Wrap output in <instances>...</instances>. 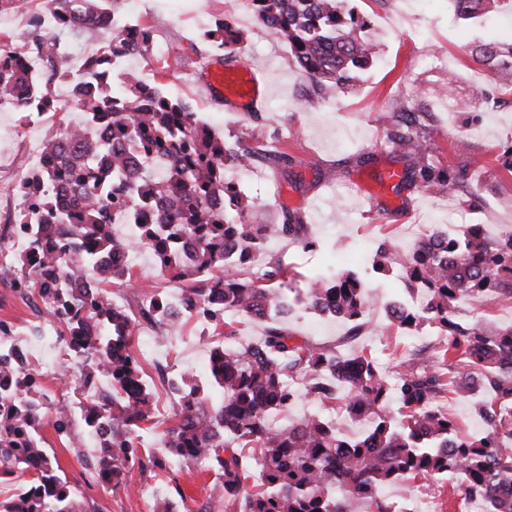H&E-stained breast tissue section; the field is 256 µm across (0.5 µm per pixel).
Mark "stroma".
I'll use <instances>...</instances> for the list:
<instances>
[{
  "label": "stroma",
  "instance_id": "obj_1",
  "mask_svg": "<svg viewBox=\"0 0 512 512\" xmlns=\"http://www.w3.org/2000/svg\"><path fill=\"white\" fill-rule=\"evenodd\" d=\"M45 2L24 0L19 7L1 12L0 39H10L17 48L26 45L30 18L44 13ZM345 5L369 17L367 33L377 46V57L357 74L352 86L336 90L326 100L308 82L287 45L262 33L252 12L243 10L238 0H142L133 19L152 28L154 49L150 55L127 58L125 65L128 72L185 103L195 118L209 122L227 143L253 135L290 156L286 166L262 162L239 177L226 171V179L235 180L250 202L244 222L276 224L283 211L299 214L316 247L307 249L277 237L268 249L270 256L281 258L291 269L295 294H302L316 272L352 269L366 280L372 305L368 327L355 337L349 336L343 322L312 333L309 324L316 313L298 306L288 318L295 336L337 347L345 355L371 352L389 376L414 366L434 369L442 342L437 330L427 326L409 335L389 321L387 303L405 295L399 270L382 276L372 271L370 263L351 265L336 247L362 245L372 254L383 240L409 241L418 229L434 224L512 225V171L505 168L512 158L507 154L512 147V103L504 101L489 70L470 55L471 43L511 34L512 16L478 26L454 18L448 0H346ZM225 14L240 35L239 58L264 67L271 85L259 127L226 111L224 100L210 99L201 86L207 74L226 66L228 49H216L203 37L215 18ZM183 55L197 63L192 74H184L177 62ZM475 83L484 86L489 103L473 99ZM51 88L57 111L31 121L21 119L11 106L0 105L1 182L19 185L28 172L22 159L31 146L56 135L62 122L80 119L68 83L59 78ZM396 99L427 113L428 140L436 160L446 168H465L466 186L451 184L440 190L416 186L395 192L379 185L380 172L409 166L408 159L383 148L381 117ZM464 127L471 128L473 135L461 150L457 132ZM357 153L367 156L366 164L351 163ZM133 273L132 284H106L107 293L123 294L132 304L148 279L169 282L146 250L138 252ZM458 311L490 332L512 325V297L506 295L490 299L486 310L462 303ZM217 342L216 336L200 335L197 325L188 322L173 343L163 344L159 355L142 359L141 364L152 377L161 364L173 375L189 374ZM482 398L479 390L462 397L448 394L440 399L439 408L461 432L478 435L487 428L475 409ZM42 435L62 475L77 486L82 512H152L156 502L169 495L166 478L150 473L132 472L126 484L116 488L89 479L83 449L60 441L51 425H44ZM381 494L396 502L410 495L421 512H456L444 480H422L409 491L388 485Z\"/></svg>",
  "mask_w": 512,
  "mask_h": 512
}]
</instances>
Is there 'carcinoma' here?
<instances>
[{
	"label": "carcinoma",
	"mask_w": 512,
	"mask_h": 512,
	"mask_svg": "<svg viewBox=\"0 0 512 512\" xmlns=\"http://www.w3.org/2000/svg\"><path fill=\"white\" fill-rule=\"evenodd\" d=\"M345 0H251L256 21L288 45L316 86L330 92L355 79L373 57V45L362 35L368 21L344 11ZM455 14L464 20H481L494 13L512 14V0H450ZM57 28L98 42L97 26L113 21L112 0H47ZM206 37L219 47L238 44L232 25L218 18ZM35 35L37 54L55 64L58 49ZM125 52L119 36L83 58V71H69L71 100L81 112L94 113L100 125L98 139L64 130L51 137L43 152L56 161L52 167L33 171L19 184L26 200L38 211L26 208L19 223L35 225L31 240L34 252L46 242H60L58 254L32 267L27 255L16 256L17 278L22 288H33L46 310L59 318L58 336L81 339L95 364L112 365V397L106 411L112 418L110 449L98 455L90 472L108 485L120 486L133 470L172 473L175 463L203 458L219 469L212 487L224 501V512H351V502L366 505L367 512H397L394 503L381 495L384 486L412 480L448 477L461 506L475 497L494 503L496 512H512V327L492 333L462 319L456 305L464 295H512V235L487 239L480 224L471 225L463 237L418 243L401 254L393 244L382 243L372 266L387 273L396 264L410 289L427 295L425 312L401 307L388 310L392 323L408 333L424 325L437 327L446 344L438 352L448 374L426 366L408 369L389 382L373 358L365 353L343 356L332 348L298 339L285 323L291 311L288 270L282 261L265 262L264 281L250 276L252 262L241 255L236 263L225 261L228 249L270 236L316 246L305 224L287 212L280 224H235L217 197L242 213L246 198L224 179L227 164L261 161L288 163V153L258 150L257 146L234 148L214 130L193 119L187 106L156 91L148 96L143 82L131 74L121 76L119 96L112 90V67ZM25 52L0 41V102L26 113L32 101L40 111L55 109L51 81H31L15 58ZM473 60L500 70L502 94H512V43L487 41L472 50ZM386 140L392 151L411 158L408 170L395 186L421 181L427 188L444 187L461 180L464 172L435 164L427 151V131L421 116L399 107L386 116ZM162 151L178 157L164 180L182 185L188 198L177 201L180 220L162 232L152 224L137 225L131 239L116 235L105 219L106 206L128 207L144 213L147 202L164 186L155 178L152 154ZM193 237L201 243L192 265L177 261L178 243ZM146 248L164 272L182 283L188 299L209 315L214 334L228 340L236 336L227 314L272 320L261 338L234 348L216 345L210 350L212 369L208 381L176 379L181 392L172 424L164 430L165 451L141 453L139 430L156 427L152 421L153 393L144 384V370L134 354L133 338L152 314L139 315L111 307L103 285L133 279L132 265L123 260L128 251ZM102 255L112 261L86 278L82 267ZM74 267L73 290L54 285V265ZM366 285L352 272L317 275L309 281L306 305L318 312L333 310L354 327L362 325L369 307ZM224 309L209 310L214 296ZM112 328V344L97 342L88 334V319ZM482 369L486 393L480 413L488 421L480 435H464L434 403L445 393L470 391L471 368ZM346 385L343 407L350 419L367 424L356 439L341 426L332 427L319 415L305 416L273 430L269 414L286 412L298 393L332 404L336 383ZM302 391H297V386ZM223 395L213 408L204 403L208 391ZM398 404V416L384 411L390 401ZM26 420L0 424V465L16 469L21 456L18 433ZM253 479L251 487L245 482ZM28 494L0 499V512H79L75 489L58 473L53 461L42 459L40 469L27 481Z\"/></svg>",
	"instance_id": "carcinoma-1"
}]
</instances>
